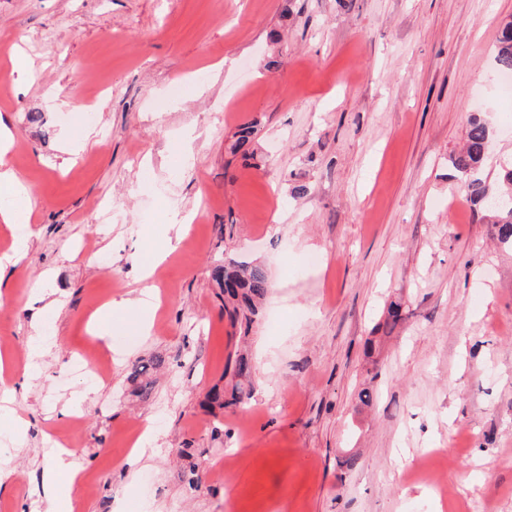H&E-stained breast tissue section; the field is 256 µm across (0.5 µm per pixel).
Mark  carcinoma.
<instances>
[{"label": "carcinoma", "mask_w": 512, "mask_h": 512, "mask_svg": "<svg viewBox=\"0 0 512 512\" xmlns=\"http://www.w3.org/2000/svg\"><path fill=\"white\" fill-rule=\"evenodd\" d=\"M494 61L503 72L512 71V21L501 26L495 46ZM257 132V121L242 124L234 134L230 151L247 156L252 153V143ZM493 131L481 118H473L467 130L462 151L451 158L453 168L463 179L473 205L482 213V219L498 227L499 243L512 248V160L500 166L499 178L508 190L499 194L491 192L482 175V164L492 140ZM211 277L224 294V312L230 321L249 330L258 313V304L269 289L266 269L261 265H244L233 262L220 263L211 270ZM231 389H214L208 394L212 405L222 407L226 399L241 403L253 391L254 365L251 358L238 352L229 366Z\"/></svg>", "instance_id": "1"}]
</instances>
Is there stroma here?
<instances>
[{
  "mask_svg": "<svg viewBox=\"0 0 512 512\" xmlns=\"http://www.w3.org/2000/svg\"><path fill=\"white\" fill-rule=\"evenodd\" d=\"M510 17L512 0H0L6 160L35 189L0 271V512H46L61 455L78 512H512V250L450 163L475 117L486 174L512 156ZM254 119L253 157L230 153ZM174 208L193 220L149 334L100 338L93 314L138 297ZM229 259L270 289L254 390L218 408L238 331L211 269ZM42 276L59 306L36 340ZM108 348L107 379L74 371ZM158 356L140 398L130 374ZM494 61L500 71H512V21L505 22L501 26L495 46Z\"/></svg>",
  "mask_w": 512,
  "mask_h": 512,
  "instance_id": "1",
  "label": "stroma"
}]
</instances>
